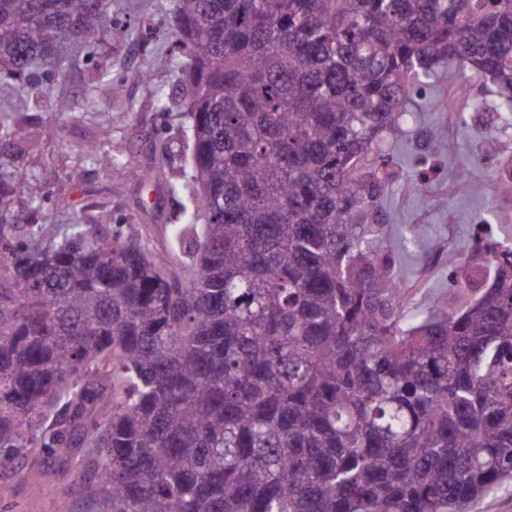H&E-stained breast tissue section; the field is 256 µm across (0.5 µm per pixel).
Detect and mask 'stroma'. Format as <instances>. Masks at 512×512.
<instances>
[{
  "label": "stroma",
  "mask_w": 512,
  "mask_h": 512,
  "mask_svg": "<svg viewBox=\"0 0 512 512\" xmlns=\"http://www.w3.org/2000/svg\"><path fill=\"white\" fill-rule=\"evenodd\" d=\"M170 0H112L117 25L111 44H98L91 53L81 54L71 67L67 80L51 85L53 94L70 99L77 114L61 117L48 110L37 111L23 101L14 110L30 118L62 127L61 136L40 142L28 141L24 127H16L10 141L0 144V173L8 176L34 171L39 175L36 192L48 198L35 213L36 222L52 232L63 228L72 216L87 223H100L101 210H108L110 221L136 222L140 210H148L150 219L141 226L152 252L165 249V228L182 221L179 198L160 195L154 188L129 183L116 171L86 163L82 149L87 143L105 138L107 150L124 154L136 165L161 161L164 173L178 178L190 167L186 148L190 123L179 110L155 111L141 81L150 73L154 82L175 90V76L167 62L172 42ZM106 57L112 70L125 79L121 97H113L107 85H98L95 110H84L86 90L95 72L98 57ZM472 87L470 102L456 105L453 94L459 84ZM434 97L448 99L447 111L426 110L425 121L448 126L444 143L428 142L422 131L399 139L395 152L408 165L424 160L431 178L428 194L411 189L400 179L389 189L379 216L389 233V244H397L403 231H410L414 244L400 251L399 274L410 293L411 307L448 290V253L442 244L464 250L472 235L473 224L494 225L498 241L512 243V222H504V213H512V193L502 189L488 166L475 168L485 180L483 198L462 196L454 189L451 169L481 149L482 112L492 111L497 96L484 76L472 71L444 73L418 90L416 104L424 106ZM464 112L465 122L452 120L454 112ZM447 198L444 207L437 198ZM55 471L54 489H47L45 473ZM0 512H95L81 477L77 459H48L31 455L13 468L0 469Z\"/></svg>",
  "instance_id": "obj_1"
}]
</instances>
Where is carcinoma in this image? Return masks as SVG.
I'll return each instance as SVG.
<instances>
[{
	"label": "carcinoma",
	"instance_id": "cac0c4a2",
	"mask_svg": "<svg viewBox=\"0 0 512 512\" xmlns=\"http://www.w3.org/2000/svg\"><path fill=\"white\" fill-rule=\"evenodd\" d=\"M170 14L168 64L195 88L190 170L157 183L83 147L182 199L166 253L134 224L50 236L33 222L38 176H0V467L78 443L97 512H467L512 475V246L412 313L377 216L398 174L387 136L417 123L426 80L473 68L512 112V0H170ZM113 24L112 0H0V76L65 114L35 73L63 80ZM141 80L157 110L177 105ZM100 83L122 94L105 60L90 108ZM456 184L484 191L466 164Z\"/></svg>",
	"mask_w": 512,
	"mask_h": 512
}]
</instances>
